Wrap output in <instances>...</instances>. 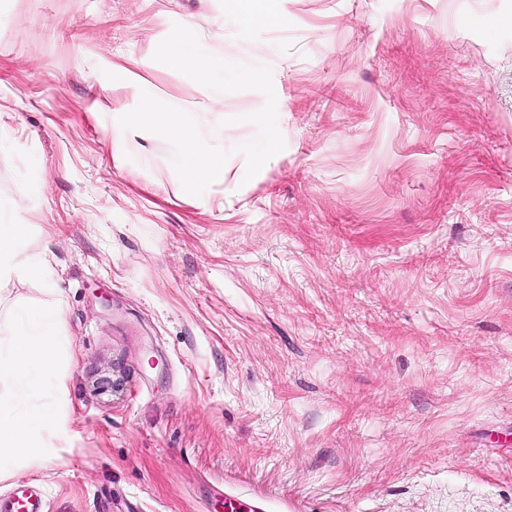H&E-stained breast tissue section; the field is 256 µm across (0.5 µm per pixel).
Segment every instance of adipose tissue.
<instances>
[{
  "mask_svg": "<svg viewBox=\"0 0 512 512\" xmlns=\"http://www.w3.org/2000/svg\"><path fill=\"white\" fill-rule=\"evenodd\" d=\"M226 20L251 28L286 22V15L270 13L263 0H225ZM26 227L0 224V282L13 278L51 282L53 271L24 250ZM63 320L61 307L19 315L13 335L0 336L5 365L15 384L0 391V473L14 470L19 457L44 459L55 452L54 440L64 427L57 406L66 392L56 375L59 342L54 334Z\"/></svg>",
  "mask_w": 512,
  "mask_h": 512,
  "instance_id": "ef3b65f1",
  "label": "adipose tissue"
}]
</instances>
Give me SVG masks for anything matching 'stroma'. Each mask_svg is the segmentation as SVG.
Listing matches in <instances>:
<instances>
[{"label":"stroma","instance_id":"1","mask_svg":"<svg viewBox=\"0 0 512 512\" xmlns=\"http://www.w3.org/2000/svg\"><path fill=\"white\" fill-rule=\"evenodd\" d=\"M0 0V222L62 306L44 512H512V0ZM272 70L285 148L156 62L173 24ZM138 82L128 80V73ZM224 129V180L117 120L141 91ZM262 0H226L224 20L242 23L250 28H265L275 23H285L286 13H270Z\"/></svg>","mask_w":512,"mask_h":512}]
</instances>
